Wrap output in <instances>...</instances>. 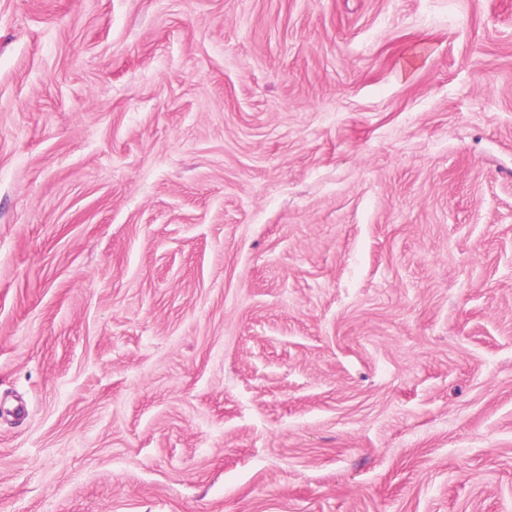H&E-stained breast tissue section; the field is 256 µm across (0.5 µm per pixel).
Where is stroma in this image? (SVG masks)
Masks as SVG:
<instances>
[{"mask_svg":"<svg viewBox=\"0 0 512 512\" xmlns=\"http://www.w3.org/2000/svg\"><path fill=\"white\" fill-rule=\"evenodd\" d=\"M0 512H512V0H0Z\"/></svg>","mask_w":512,"mask_h":512,"instance_id":"obj_1","label":"stroma"}]
</instances>
